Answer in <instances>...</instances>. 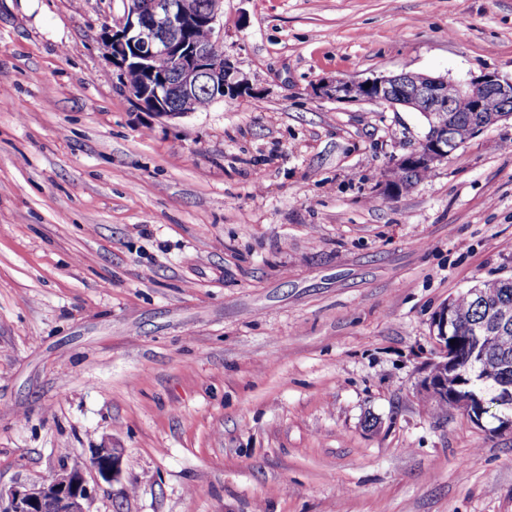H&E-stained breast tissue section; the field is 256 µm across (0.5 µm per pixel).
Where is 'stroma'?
<instances>
[{
	"label": "stroma",
	"mask_w": 512,
	"mask_h": 512,
	"mask_svg": "<svg viewBox=\"0 0 512 512\" xmlns=\"http://www.w3.org/2000/svg\"><path fill=\"white\" fill-rule=\"evenodd\" d=\"M125 7L0 0V485L109 447L88 512H512V436L419 387L434 312L512 277V120L398 195L421 114L315 93L511 78L512 0H224L259 107L171 120Z\"/></svg>",
	"instance_id": "obj_1"
}]
</instances>
